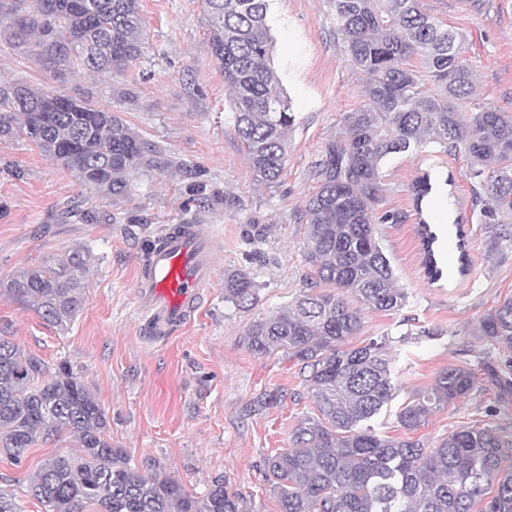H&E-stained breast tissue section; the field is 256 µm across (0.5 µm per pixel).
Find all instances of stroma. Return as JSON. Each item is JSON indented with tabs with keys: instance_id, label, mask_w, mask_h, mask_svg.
I'll list each match as a JSON object with an SVG mask.
<instances>
[{
	"instance_id": "35a3bbf8",
	"label": "stroma",
	"mask_w": 512,
	"mask_h": 512,
	"mask_svg": "<svg viewBox=\"0 0 512 512\" xmlns=\"http://www.w3.org/2000/svg\"><path fill=\"white\" fill-rule=\"evenodd\" d=\"M425 11L462 38L463 56L477 77L469 106L512 112V0H421ZM145 45L124 75L107 79L56 75L33 58L0 48V80H21L48 91L89 96L112 109L142 138L206 172L211 188L234 205L203 213L214 239L215 278L191 321L165 341L142 330L136 279L147 246L165 228L185 219L186 183L174 172H150L135 181L130 199L117 207V224H86L71 217L75 204L111 210L110 198L82 188L73 174L31 142L0 139V279L82 248L92 272L84 303L63 328L0 296V337L48 366L67 364L88 383L104 408L113 446L126 449L139 473H172L202 495L216 478L238 492L246 512H280L264 462L284 448L293 427L315 415L309 386L283 353L254 355L249 324L277 311L303 290L304 227L299 212L314 190L312 169L326 141L339 132L343 113L364 104L363 74L347 59L326 0H269L266 24L273 38V67L296 121L279 181L256 186L234 132L224 75L208 47L202 0H140ZM453 178L454 214L468 236L470 270L455 274L456 253L441 247L449 276L428 282L408 186L424 171ZM383 209L403 212L401 224L379 227L406 305L397 312H365L360 336L389 335L396 397L371 422L381 436H401L397 412L413 393L433 385L438 373L466 364L479 374L465 398L429 416L415 433L436 447L464 426L490 427L512 439V398L484 375V364L505 356L480 336L482 318L512 297V249L484 254L479 210L472 205L467 162L431 149L388 158L382 165ZM147 216L144 224L136 216ZM255 229L254 243L244 240ZM244 270L259 288L248 311L224 302V276ZM430 328L427 336L418 327ZM280 402L260 407L266 394ZM64 435L24 449L18 459L0 454V492L12 495L16 512H45L27 491L49 460L74 448Z\"/></svg>"
}]
</instances>
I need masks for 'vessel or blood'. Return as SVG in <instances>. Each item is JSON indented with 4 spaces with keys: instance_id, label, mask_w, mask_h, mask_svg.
<instances>
[{
    "instance_id": "b4317fda",
    "label": "vessel or blood",
    "mask_w": 512,
    "mask_h": 512,
    "mask_svg": "<svg viewBox=\"0 0 512 512\" xmlns=\"http://www.w3.org/2000/svg\"><path fill=\"white\" fill-rule=\"evenodd\" d=\"M214 278L213 242L197 224L167 231L140 268L137 299L147 334L169 338L184 328Z\"/></svg>"
}]
</instances>
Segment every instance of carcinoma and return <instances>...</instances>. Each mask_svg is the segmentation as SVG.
Segmentation results:
<instances>
[{
  "mask_svg": "<svg viewBox=\"0 0 512 512\" xmlns=\"http://www.w3.org/2000/svg\"><path fill=\"white\" fill-rule=\"evenodd\" d=\"M209 47L231 95L235 134L253 180L276 183L295 123L272 68L268 0H204ZM348 61L366 76L368 103L343 117L312 170L317 190L299 213L304 225L306 287L287 305L255 320L249 346L257 354L283 352L307 371L319 415L292 430L288 447L268 456L265 475L281 512H512V447L488 427L466 426L435 448L419 440L376 434L369 422L392 401L391 343L382 335L357 347L364 311H398L407 296L379 241L377 226L406 215L380 210L382 163L434 144L466 158L472 205L479 208L484 249L512 248V113L487 107L469 112L472 71L457 34L439 24L419 0H330ZM9 15L5 42L36 56L57 73L110 78L142 54L139 0H0ZM21 81H0V137H22L79 183L114 201L129 200L134 174L175 169L189 182L185 211L225 203L206 191L205 171L183 163L136 134L111 110ZM452 185L429 171L409 187L419 223L429 282L443 276L434 245L431 199ZM460 272L468 271L467 239L454 220ZM90 255L80 249L0 280V295L63 326L82 308ZM330 291L320 290L321 285ZM258 286L239 270L224 276V302L248 310ZM480 329L512 350V297L481 321ZM472 369L439 372L398 412L399 426L422 427L438 407L470 394ZM105 411L82 376L61 364L52 373L35 356L0 338V453L17 458L38 442L69 433L77 449L46 463L30 481L47 512H244L243 498L224 479L199 497L173 475L143 477L126 451L112 447Z\"/></svg>",
  "mask_w": 512,
  "mask_h": 512,
  "instance_id": "cac0c4a2",
  "label": "carcinoma"
}]
</instances>
